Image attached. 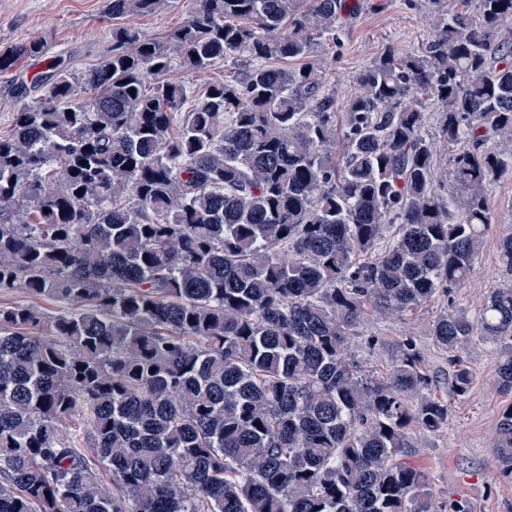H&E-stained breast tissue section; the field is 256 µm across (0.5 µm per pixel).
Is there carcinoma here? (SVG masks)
Listing matches in <instances>:
<instances>
[{
    "label": "carcinoma",
    "mask_w": 512,
    "mask_h": 512,
    "mask_svg": "<svg viewBox=\"0 0 512 512\" xmlns=\"http://www.w3.org/2000/svg\"><path fill=\"white\" fill-rule=\"evenodd\" d=\"M429 2L421 48L344 98L308 59L348 0H195L162 38L116 26L97 64L17 88L0 294L60 309L0 306V512H432L410 427L441 430L448 405L408 339L383 379L348 356L366 305L403 314L465 283L512 175V0ZM43 52L1 51L0 70ZM236 54L240 77L200 95L166 78ZM499 250L512 273L511 231ZM431 335L454 395L475 339L512 393V282ZM492 451L512 480V402Z\"/></svg>",
    "instance_id": "1"
}]
</instances>
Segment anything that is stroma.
I'll return each mask as SVG.
<instances>
[{
  "instance_id": "stroma-1",
  "label": "stroma",
  "mask_w": 512,
  "mask_h": 512,
  "mask_svg": "<svg viewBox=\"0 0 512 512\" xmlns=\"http://www.w3.org/2000/svg\"><path fill=\"white\" fill-rule=\"evenodd\" d=\"M358 7L342 21L336 42L315 43L311 60L320 64L342 94L355 88L356 78L387 49L416 50L430 34L428 0H356ZM116 22L105 0H0V51L31 40L42 41L43 55L20 59L0 71V133H6L21 105L16 87L56 65L81 71L100 61L111 43ZM493 222L483 248L463 288L439 297L407 315L369 311L355 339L352 355L370 369L384 371L390 345L412 340L435 380L433 395L448 405V425L429 433L414 430L410 462L428 473L436 503L461 502L466 512H512V482L499 477L491 439L503 408L511 399L497 387L495 351L473 343L462 357L477 376L465 397L453 396L448 387V355L430 333L434 318L450 305L477 315L490 291L507 272L500 263L499 239L512 231V177L499 180L491 193ZM482 474V486H467L466 478Z\"/></svg>"
}]
</instances>
